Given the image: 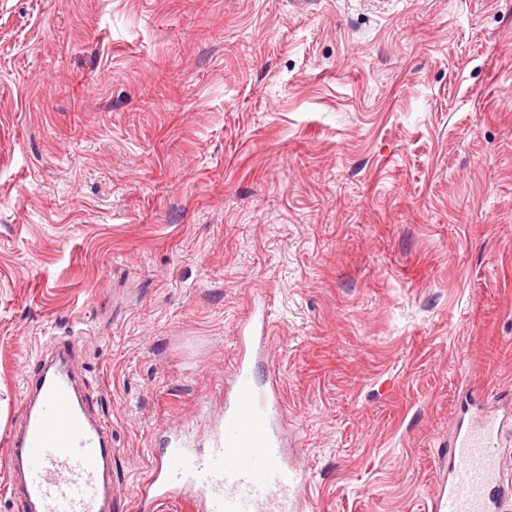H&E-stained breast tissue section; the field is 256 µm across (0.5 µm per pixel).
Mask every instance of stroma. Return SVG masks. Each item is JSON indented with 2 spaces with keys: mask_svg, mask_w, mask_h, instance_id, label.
Listing matches in <instances>:
<instances>
[{
  "mask_svg": "<svg viewBox=\"0 0 512 512\" xmlns=\"http://www.w3.org/2000/svg\"><path fill=\"white\" fill-rule=\"evenodd\" d=\"M254 297L307 512H427L512 406V0H0V445L79 337L134 512Z\"/></svg>",
  "mask_w": 512,
  "mask_h": 512,
  "instance_id": "1",
  "label": "stroma"
}]
</instances>
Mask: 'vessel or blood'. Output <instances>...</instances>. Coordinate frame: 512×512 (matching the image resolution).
Returning a JSON list of instances; mask_svg holds the SVG:
<instances>
[{"label": "vessel or blood", "instance_id": "obj_1", "mask_svg": "<svg viewBox=\"0 0 512 512\" xmlns=\"http://www.w3.org/2000/svg\"><path fill=\"white\" fill-rule=\"evenodd\" d=\"M270 342L266 324L260 335L241 337L208 448L172 440L149 466L136 512H166L174 502L203 512H304L312 479L284 446L279 380L271 373L258 382L252 367V351H264ZM74 347V337H58L28 375L26 422L6 442L9 484L22 512H107L112 501V432L91 417L74 387L68 371ZM503 426L489 411L457 418L431 512H507L512 484L497 463Z\"/></svg>", "mask_w": 512, "mask_h": 512}]
</instances>
